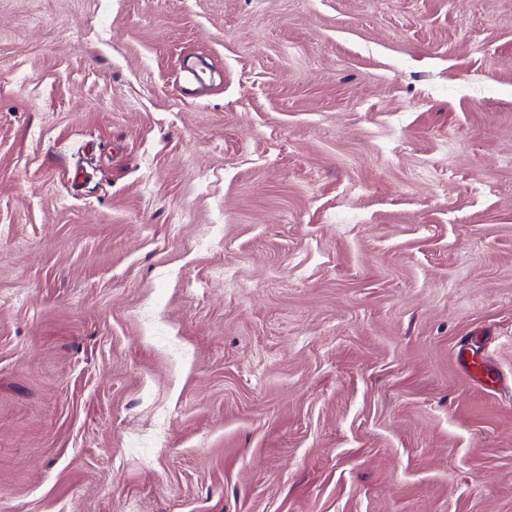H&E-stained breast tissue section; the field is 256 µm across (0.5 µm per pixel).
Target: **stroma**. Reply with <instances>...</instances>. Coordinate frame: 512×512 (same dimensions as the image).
I'll return each mask as SVG.
<instances>
[{
	"mask_svg": "<svg viewBox=\"0 0 512 512\" xmlns=\"http://www.w3.org/2000/svg\"><path fill=\"white\" fill-rule=\"evenodd\" d=\"M0 512H512V0H0ZM209 60V59H208ZM182 93L188 96H201L216 82L221 80V73L213 64L200 56H187L181 66Z\"/></svg>",
	"mask_w": 512,
	"mask_h": 512,
	"instance_id": "1",
	"label": "stroma"
}]
</instances>
